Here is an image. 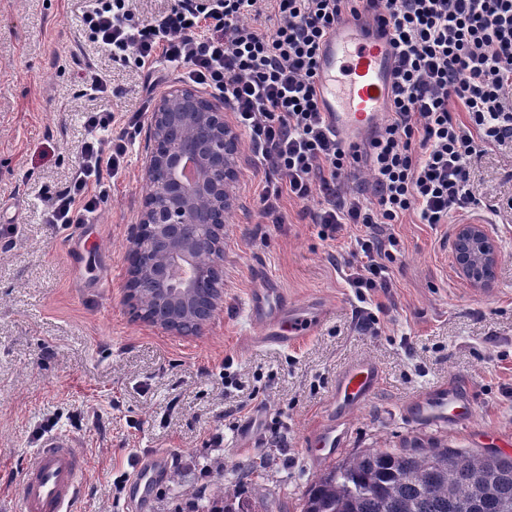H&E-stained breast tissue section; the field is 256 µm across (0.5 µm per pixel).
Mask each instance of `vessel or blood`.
Listing matches in <instances>:
<instances>
[{"instance_id":"1","label":"vessel or blood","mask_w":512,"mask_h":512,"mask_svg":"<svg viewBox=\"0 0 512 512\" xmlns=\"http://www.w3.org/2000/svg\"><path fill=\"white\" fill-rule=\"evenodd\" d=\"M319 94L326 121L342 139L378 123L388 106V73L393 52L388 38L361 23L340 28L321 52ZM249 314L265 326L263 341L290 347L311 334L321 315L317 307L289 306L281 292L265 288L249 299ZM381 381L378 367L368 360L348 364L336 379L335 407L340 416L363 404ZM411 419L431 425L468 421L471 406L458 392L441 386L416 397L408 407ZM343 431L327 423L314 447L322 452L341 446ZM84 457L68 434L47 435L30 455L20 489L22 512H75L82 494Z\"/></svg>"}]
</instances>
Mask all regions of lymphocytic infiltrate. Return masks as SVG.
<instances>
[{"label":"lymphocytic infiltrate","mask_w":512,"mask_h":512,"mask_svg":"<svg viewBox=\"0 0 512 512\" xmlns=\"http://www.w3.org/2000/svg\"><path fill=\"white\" fill-rule=\"evenodd\" d=\"M350 18L383 24L394 61L391 99L366 138L341 140L327 125L318 92L326 38ZM83 31L114 63L145 70L147 91L164 81L158 62L223 102L268 174L260 212L281 223L282 198L316 200L311 214L322 239L345 225L367 228L356 241L354 288H387L382 258L396 246L378 226L410 215L446 224L486 207L471 162L512 144V0H175L163 15L137 21L130 0H91ZM141 113L113 134L110 108L90 113L77 166L62 189L48 192L46 223L83 224L100 185L123 171ZM368 168L374 197L345 188Z\"/></svg>","instance_id":"f902f5d3"}]
</instances>
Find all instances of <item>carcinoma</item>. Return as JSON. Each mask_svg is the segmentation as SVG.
I'll list each match as a JSON object with an SVG mask.
<instances>
[{
  "mask_svg": "<svg viewBox=\"0 0 512 512\" xmlns=\"http://www.w3.org/2000/svg\"><path fill=\"white\" fill-rule=\"evenodd\" d=\"M220 512H258L250 496L219 486ZM301 512H512V455L431 444L368 448L319 474Z\"/></svg>",
  "mask_w": 512,
  "mask_h": 512,
  "instance_id": "obj_1",
  "label": "carcinoma"
}]
</instances>
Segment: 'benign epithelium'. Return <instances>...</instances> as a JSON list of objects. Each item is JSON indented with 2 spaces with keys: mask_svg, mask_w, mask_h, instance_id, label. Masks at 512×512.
I'll list each match as a JSON object with an SVG mask.
<instances>
[{
  "mask_svg": "<svg viewBox=\"0 0 512 512\" xmlns=\"http://www.w3.org/2000/svg\"><path fill=\"white\" fill-rule=\"evenodd\" d=\"M144 209L131 238L124 299L134 316L178 336L198 335L224 301L213 289L197 316L194 288L223 277L224 216L239 169L238 135L223 106L188 86L169 89L149 113ZM456 265L473 287L494 278L497 246L483 224L456 230Z\"/></svg>",
  "mask_w": 512,
  "mask_h": 512,
  "instance_id": "benign-epithelium-1",
  "label": "benign epithelium"
}]
</instances>
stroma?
<instances>
[{"mask_svg": "<svg viewBox=\"0 0 512 512\" xmlns=\"http://www.w3.org/2000/svg\"><path fill=\"white\" fill-rule=\"evenodd\" d=\"M82 0H0V512H19L18 486L43 435L65 432L84 455L77 512H201L216 486L260 492L268 512H300L322 464L311 438L336 420V377L373 361L379 389L341 419L336 459L367 448L438 442L503 450L512 442V148L472 164L495 211L460 216L486 225L500 254L492 287H471L453 259L456 226L407 218L384 263L392 286L359 301L347 283L355 227L322 240L309 213H259L266 180L247 140L235 207L224 223V301L198 336H173L134 318L123 296L131 236L144 207L141 130L124 173L101 200L77 246L43 223L42 192L70 177L96 109L79 74L94 63L112 86L115 115L139 109L146 73L113 64L87 37ZM325 315L293 347L257 343L249 296L262 285ZM472 398L462 426L420 425L404 405L439 385ZM220 443H213V436ZM164 456L169 475L148 505L129 487L136 457Z\"/></svg>", "mask_w": 512, "mask_h": 512, "instance_id": "stroma-1", "label": "stroma"}]
</instances>
